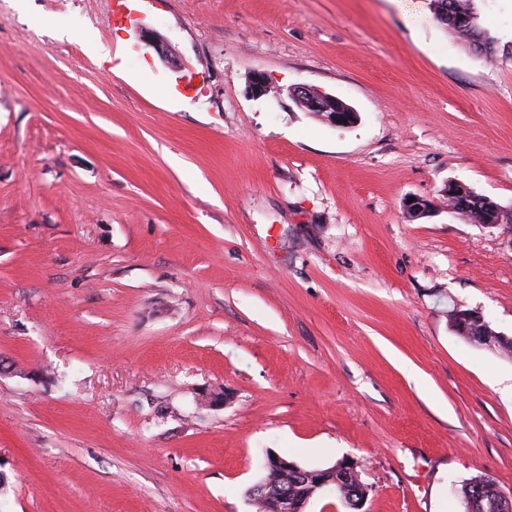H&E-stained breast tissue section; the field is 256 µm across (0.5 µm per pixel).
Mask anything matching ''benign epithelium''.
<instances>
[{
    "mask_svg": "<svg viewBox=\"0 0 512 512\" xmlns=\"http://www.w3.org/2000/svg\"><path fill=\"white\" fill-rule=\"evenodd\" d=\"M250 93L261 97L270 93L280 94L281 89L274 86L265 74L257 72L249 85ZM291 96L299 104L314 112L327 113L326 121L343 127L349 123L347 113L336 111V96L322 93L315 88L298 85L291 90ZM440 206L435 199L416 198L406 204L408 218L415 220L430 217L439 212ZM450 327L460 336L475 338L488 347L512 345V337L504 336L487 327L481 312L454 308L448 316ZM267 478L250 488V497L264 500L271 504L273 512H306L308 504L316 497L328 494L336 489V481L328 474L340 472L343 475L342 489L345 497L342 501L346 512H366L364 506L369 495L368 485L364 483L357 464L342 458L325 470H306L287 459L270 454L267 457ZM304 482L308 486L307 493L302 497L293 495L289 483L294 480ZM485 489L490 494L479 495L471 501L469 512H512V492L504 493L494 479L483 476Z\"/></svg>",
    "mask_w": 512,
    "mask_h": 512,
    "instance_id": "7a95c632",
    "label": "benign epithelium"
}]
</instances>
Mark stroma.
<instances>
[{"mask_svg": "<svg viewBox=\"0 0 512 512\" xmlns=\"http://www.w3.org/2000/svg\"><path fill=\"white\" fill-rule=\"evenodd\" d=\"M478 7L488 60L430 0H0L7 512H255L269 451L353 459L367 512L512 491V354L448 324L512 336V243L404 207L512 208V0ZM290 93L298 104L305 105L309 110L314 111L313 113L322 118L327 116L325 120L334 126L343 127L347 126L350 122V120H347V115L351 112L348 108L350 105L339 97L319 92L317 89L306 85H298L292 88ZM336 109L344 110V112H336ZM439 201L444 208L454 214L459 220L468 224H481L485 228L502 229V233L506 235L512 243V230L504 224L490 223L489 217L492 216L490 207L496 208L502 213L503 219H510L511 222L506 223L512 228V209L506 208L493 201L487 196L477 194L471 188L462 184L449 182L448 188L445 186L439 191ZM448 320L452 330L459 336L475 338L481 345L488 347L511 344V346L500 347V349L512 352V337L509 338L488 328L481 312L454 307Z\"/></svg>", "mask_w": 512, "mask_h": 512, "instance_id": "1", "label": "stroma"}]
</instances>
